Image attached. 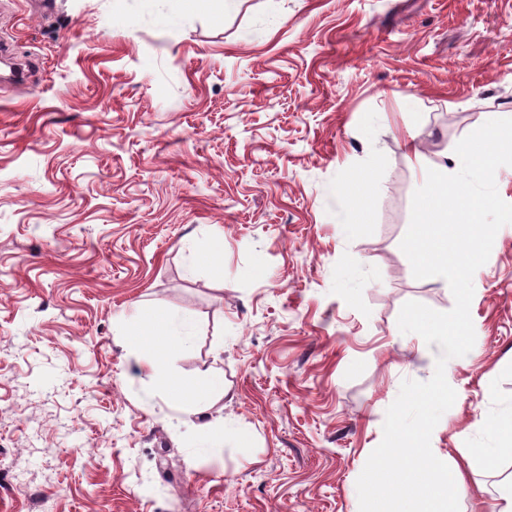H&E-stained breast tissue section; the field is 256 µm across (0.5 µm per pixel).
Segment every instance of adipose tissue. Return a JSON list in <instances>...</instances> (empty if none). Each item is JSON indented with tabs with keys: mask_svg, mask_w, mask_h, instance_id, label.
I'll return each mask as SVG.
<instances>
[{
	"mask_svg": "<svg viewBox=\"0 0 512 512\" xmlns=\"http://www.w3.org/2000/svg\"><path fill=\"white\" fill-rule=\"evenodd\" d=\"M126 350L138 357L171 397L181 415H199L204 402L224 389V375L218 371H204L191 377L166 372L165 363L173 355L188 351L193 345V334L187 319L160 311L145 312L123 333Z\"/></svg>",
	"mask_w": 512,
	"mask_h": 512,
	"instance_id": "adipose-tissue-1",
	"label": "adipose tissue"
}]
</instances>
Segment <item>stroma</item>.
<instances>
[{"label":"stroma","instance_id":"obj_1","mask_svg":"<svg viewBox=\"0 0 512 512\" xmlns=\"http://www.w3.org/2000/svg\"><path fill=\"white\" fill-rule=\"evenodd\" d=\"M2 47L35 65L0 82V512H359L387 408L440 353L399 312L454 304L400 248L412 195L512 118V0H0ZM217 230L220 275L195 262ZM473 285L448 464L512 421V224ZM143 308L194 327L171 371H223L199 417L125 349ZM202 420L248 438L199 451ZM510 468L467 471L464 512ZM172 8L180 12H192L206 9L211 11L215 18H223L231 10L236 0H169Z\"/></svg>","mask_w":512,"mask_h":512}]
</instances>
